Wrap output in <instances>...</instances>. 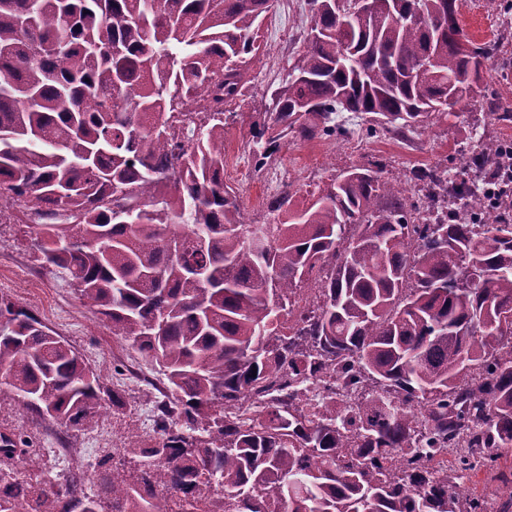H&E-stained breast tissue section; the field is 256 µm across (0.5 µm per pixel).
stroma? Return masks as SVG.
Returning a JSON list of instances; mask_svg holds the SVG:
<instances>
[{"instance_id": "35a3bbf8", "label": "stroma", "mask_w": 512, "mask_h": 512, "mask_svg": "<svg viewBox=\"0 0 512 512\" xmlns=\"http://www.w3.org/2000/svg\"><path fill=\"white\" fill-rule=\"evenodd\" d=\"M495 2L460 0L459 23L475 43L492 37L498 17ZM310 26L306 0H274L255 30L259 50L250 62V95L227 114L224 181L238 191L248 223H265L268 200L283 188H290L292 206L301 210L320 188L355 166L375 162L384 176L405 182L414 169L437 164L464 177L467 159L480 136L512 143V121L491 120L486 107L493 98L512 103L509 44L487 64L482 99L457 106L455 117L432 116L427 127L400 139L383 131L369 115L343 112L339 118L351 128L349 138L285 142L279 160L256 171L252 125L263 120L271 94L287 81L304 50ZM35 237V230L26 225L0 223V295L30 307L100 370L104 391L122 393L125 403L107 406L97 420L75 428L27 412L6 398L0 400V431H13L36 448H68L79 462L119 454L135 440H153L157 436L153 388L165 380L160 366L143 358L131 342L113 335L65 271L42 265L33 246Z\"/></svg>"}]
</instances>
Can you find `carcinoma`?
Wrapping results in <instances>:
<instances>
[{
  "instance_id": "cac0c4a2",
  "label": "carcinoma",
  "mask_w": 512,
  "mask_h": 512,
  "mask_svg": "<svg viewBox=\"0 0 512 512\" xmlns=\"http://www.w3.org/2000/svg\"><path fill=\"white\" fill-rule=\"evenodd\" d=\"M311 27L272 124L347 137L338 112L387 132L448 116L481 93L504 37L473 43L458 0H310ZM273 0H0V200L33 212L36 250L156 362L159 438L45 475L0 432V512H181L221 489L220 512H512L464 479L512 453V199L477 229L505 153L480 139L474 179L413 172L419 211L381 169L353 167L305 209L269 200L249 237L224 183V111L252 78ZM327 270L317 301H292ZM287 312L288 331L280 313ZM367 389L336 405L339 388ZM101 374L28 306L0 295V396L71 426L101 414ZM254 403V418L236 413ZM468 436L447 466L445 443ZM28 455L26 471L14 464ZM407 458V468L388 466Z\"/></svg>"
}]
</instances>
